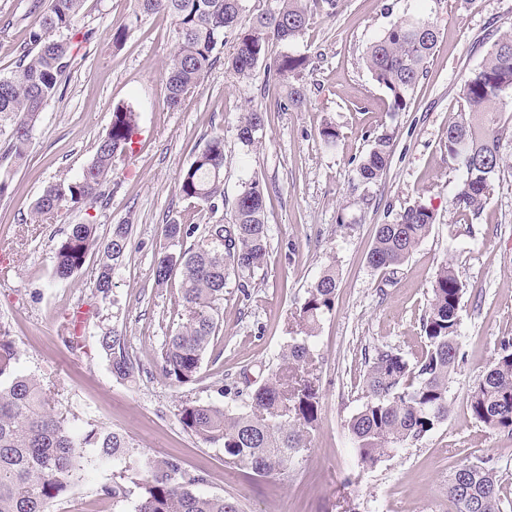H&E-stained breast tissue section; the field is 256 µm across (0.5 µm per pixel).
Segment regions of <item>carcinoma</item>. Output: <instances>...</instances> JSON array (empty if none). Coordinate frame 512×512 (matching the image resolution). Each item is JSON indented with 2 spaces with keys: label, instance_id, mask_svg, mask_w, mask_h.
Instances as JSON below:
<instances>
[{
  "label": "carcinoma",
  "instance_id": "carcinoma-1",
  "mask_svg": "<svg viewBox=\"0 0 512 512\" xmlns=\"http://www.w3.org/2000/svg\"><path fill=\"white\" fill-rule=\"evenodd\" d=\"M245 0H134L130 22L154 14L172 18L175 49L166 65V104L175 108L217 61L226 38L233 52L225 65L240 80L252 78L272 42H292L316 13L333 17L339 0H280L273 14H258L244 24ZM84 0H49L30 28L27 48L7 74H0V121L10 126L7 156L22 162L31 145L30 132L48 100L57 93L74 61V50L88 42L93 31L78 25ZM438 43L434 22L421 15L406 16L371 40L362 61L372 80L389 97L391 112L406 111L426 73ZM309 57L283 54L267 72L285 82V106L299 107L305 99L299 84ZM459 120L448 126V160L462 174L454 195L456 206L478 213L484 209L496 175L512 168L501 152L508 128L501 114L512 107V24L493 42L483 61L470 70L461 88ZM137 114L128 107L113 109L106 135L81 177L44 191L31 216L50 220L67 204L97 198L98 187L112 173L114 158L126 152L137 134ZM262 112L250 110L240 120L238 138L249 149L261 143ZM393 135L376 136L357 167L360 182L370 187L382 179L390 162ZM178 191L211 210L224 202V135L211 136L183 171ZM432 209L419 203L399 213L392 223L375 228L366 261L380 271L399 269L428 236L435 224ZM131 228L112 225L105 240L97 224H76L55 246V278L78 273L89 255L103 261L95 283L102 298L112 293V274L127 254ZM167 246L155 258L153 276L163 287L179 276L180 323L161 352L162 375L177 385L195 381L204 354L221 329L219 305L232 273L253 274L263 269L270 246L265 222V189L256 178L242 183L226 224L164 225ZM179 250H174V247ZM336 270L325 269L307 291L297 314L296 330L281 355L284 381L271 377L252 395L250 409L233 412L213 403L186 402L178 410L183 430L224 454V465L254 475L285 470L311 443L322 410L321 379L304 370L315 360L312 338L324 316L333 311ZM465 285L452 264L434 273L431 300L422 319L424 348L410 358L378 347L363 375L365 401L348 421L362 467H374L410 442H418L448 420V383L460 352L459 310ZM116 332L101 345L112 374L132 380L140 364ZM19 352L6 329L0 328V512H49L81 470L83 449L97 450V459L123 458L105 495L122 498L129 485L139 489L135 512H241L238 502L203 495L194 487L204 477L173 457H133L129 436L90 426L71 428L69 419L53 404L50 387L18 368ZM471 416L485 427L512 436V339L501 342V353L475 385L468 399ZM448 500L454 512H504L496 468L481 460L457 467L448 478Z\"/></svg>",
  "mask_w": 512,
  "mask_h": 512
}]
</instances>
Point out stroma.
I'll list each match as a JSON object with an SVG mask.
<instances>
[{"instance_id":"1","label":"stroma","mask_w":512,"mask_h":512,"mask_svg":"<svg viewBox=\"0 0 512 512\" xmlns=\"http://www.w3.org/2000/svg\"><path fill=\"white\" fill-rule=\"evenodd\" d=\"M31 6L32 0H0V74L13 67L37 19ZM131 9V0H86L80 23L94 37L41 112L28 160L11 168L0 196V327L20 352L19 371L54 385L56 407L73 428L92 423L124 432L138 458L175 456L204 473L198 493L235 498L242 512H453L452 466L480 459L497 468L512 512V436L485 428L467 409L501 339L512 338V169L495 179L475 216L453 203L461 174L446 149L448 126L461 110L460 87L496 29L512 23V0H340L335 16L313 15L296 41L268 47V58L290 53L310 61L306 100L288 109L284 88L267 80L264 66L241 82L220 62L179 107L168 108L164 72L174 50L172 21L153 15L133 24ZM417 13L434 22L439 40L408 108L393 113L361 56L399 17ZM126 22L125 43L113 47V28ZM118 106L138 115L136 153L115 160L100 188L102 201L31 222V207L45 189L82 175ZM252 109L263 113V145L249 150L238 139V125ZM327 124L339 132L335 143L319 135ZM217 132L224 135V205L213 213L193 208L177 183ZM384 132L394 140L390 166L376 186L363 189L356 168ZM253 176L266 187L267 262L249 279L251 299H244L238 278L229 279L221 331L197 380L172 384L159 361L179 321L178 290L157 287L152 274L165 244L162 227L174 219L219 222ZM417 201L437 216L429 236L397 273L371 269L366 253L376 225L393 222ZM89 219L103 239L113 225L132 227L106 301L94 288L99 254L70 279L53 277L57 241ZM445 261L466 286L461 349L448 383L451 412L423 440L361 468L345 425L362 404L364 362L382 346L420 353V318L434 272ZM330 265L337 275L335 307L315 339L323 405L310 448L272 476L225 467L219 449L183 430L180 406L197 401L246 409L252 392L277 370L307 290ZM111 330L140 363L135 381L112 374L101 347ZM85 455L89 464L50 512H79L111 484L116 464L96 460L90 448Z\"/></svg>"}]
</instances>
